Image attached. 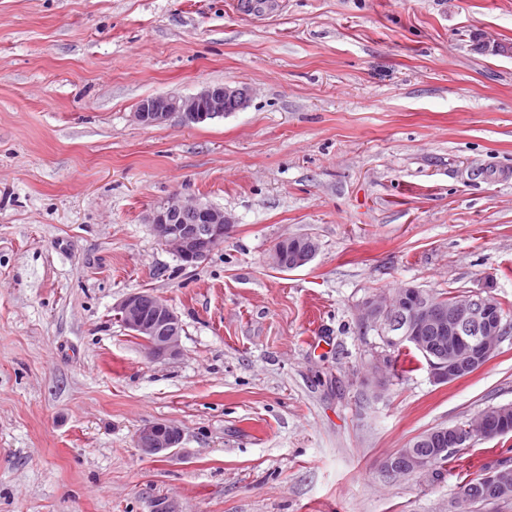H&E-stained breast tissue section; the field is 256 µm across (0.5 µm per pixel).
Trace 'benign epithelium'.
<instances>
[{
	"instance_id": "7a95c632",
	"label": "benign epithelium",
	"mask_w": 512,
	"mask_h": 512,
	"mask_svg": "<svg viewBox=\"0 0 512 512\" xmlns=\"http://www.w3.org/2000/svg\"><path fill=\"white\" fill-rule=\"evenodd\" d=\"M250 90L246 86L210 85L191 96L156 95L137 104L133 119L144 127L160 126L177 115L186 124H203L224 116L232 110L247 107ZM232 102L233 108L227 107ZM153 233L162 245L172 249L177 258L195 266L224 243L233 224L224 210L201 200L185 201L178 196L169 198L151 215ZM296 240L285 238L274 247L270 263L282 271L306 266L318 251L312 241L304 251L294 248ZM394 309L407 311L401 324L388 319ZM123 326L137 339L148 357L155 362L174 359L181 354V319L164 300L149 292H133L118 305ZM360 322L365 329L377 331L386 343L405 342L417 348L423 346L420 330L433 323L441 332H451L452 341L448 360L429 361L431 377L436 383L454 379L457 360L467 357L474 366H483L491 358L504 336L512 332L499 311L498 299L487 291L475 292L439 310L434 295L420 288L405 286L391 293L377 296L364 303ZM512 433L508 425V411L490 425L479 424L477 435L494 439ZM182 439L178 426L171 422H156L140 428L135 441L143 454L165 457ZM481 480L497 485L503 495H512V469L489 467Z\"/></svg>"
}]
</instances>
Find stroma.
<instances>
[{
    "mask_svg": "<svg viewBox=\"0 0 512 512\" xmlns=\"http://www.w3.org/2000/svg\"><path fill=\"white\" fill-rule=\"evenodd\" d=\"M512 0H0V512H512L460 504L512 467L477 440L441 480L391 476L417 435L512 403V335L481 368L385 375L362 304L493 281L512 301ZM246 86L198 125L147 96ZM234 224L194 267L156 240L173 195ZM313 237L294 271L268 257ZM179 314L156 363L116 307ZM172 422L173 455L135 444ZM295 238H285L274 247L270 263L278 270L292 271L306 266L315 257L318 251V243L312 240L309 247L304 251L294 248ZM460 496L465 505L475 502H486L502 498L498 490L480 481V475L467 480L460 486Z\"/></svg>",
    "mask_w": 512,
    "mask_h": 512,
    "instance_id": "1",
    "label": "stroma"
}]
</instances>
